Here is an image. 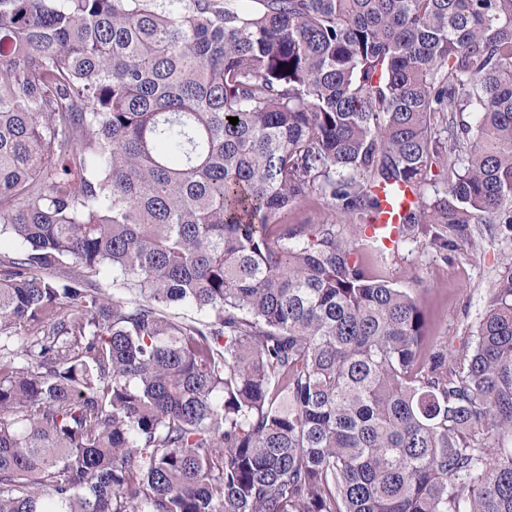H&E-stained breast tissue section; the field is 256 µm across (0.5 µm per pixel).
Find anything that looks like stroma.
Listing matches in <instances>:
<instances>
[{"mask_svg": "<svg viewBox=\"0 0 512 512\" xmlns=\"http://www.w3.org/2000/svg\"><path fill=\"white\" fill-rule=\"evenodd\" d=\"M510 262L512 231L485 224L472 240L447 251L426 232L404 237L373 272L404 288L422 308L428 336L457 351L479 322L490 280Z\"/></svg>", "mask_w": 512, "mask_h": 512, "instance_id": "35a3bbf8", "label": "stroma"}]
</instances>
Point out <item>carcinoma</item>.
<instances>
[{
  "label": "carcinoma",
  "mask_w": 512,
  "mask_h": 512,
  "mask_svg": "<svg viewBox=\"0 0 512 512\" xmlns=\"http://www.w3.org/2000/svg\"><path fill=\"white\" fill-rule=\"evenodd\" d=\"M375 187L512 224V0H0V512H512V265L450 356L283 223Z\"/></svg>",
  "instance_id": "cac0c4a2"
}]
</instances>
